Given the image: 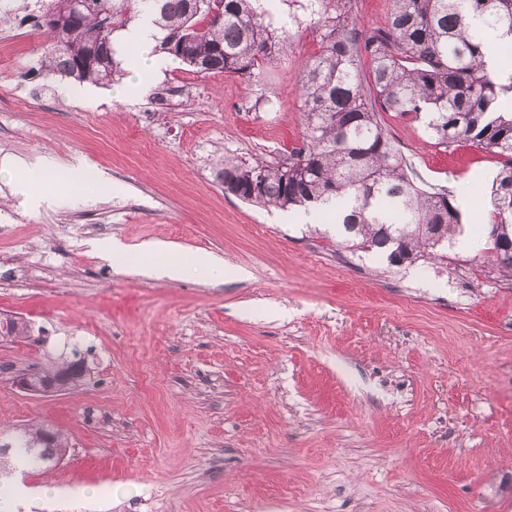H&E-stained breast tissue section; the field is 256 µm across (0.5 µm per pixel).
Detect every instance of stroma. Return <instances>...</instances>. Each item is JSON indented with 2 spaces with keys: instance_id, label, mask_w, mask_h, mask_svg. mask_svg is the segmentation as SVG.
Listing matches in <instances>:
<instances>
[{
  "instance_id": "1",
  "label": "stroma",
  "mask_w": 512,
  "mask_h": 512,
  "mask_svg": "<svg viewBox=\"0 0 512 512\" xmlns=\"http://www.w3.org/2000/svg\"><path fill=\"white\" fill-rule=\"evenodd\" d=\"M38 11L14 0L0 25V161L98 177L35 205L0 180V316L32 326L0 341V428L41 422L71 440L25 478L58 488L44 512H512V278L473 219L497 156L380 113L415 180L460 200L479 243L393 265L216 180L220 160L301 143L298 79L320 48L303 12L277 0L292 38L254 76L174 61L148 92L77 101L35 70L46 37L24 17ZM97 239L137 264L99 256ZM204 252L223 282L150 273ZM77 349L79 386H16Z\"/></svg>"
}]
</instances>
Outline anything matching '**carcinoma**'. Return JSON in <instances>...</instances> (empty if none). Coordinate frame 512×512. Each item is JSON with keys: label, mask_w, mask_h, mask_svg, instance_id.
<instances>
[{"label": "carcinoma", "mask_w": 512, "mask_h": 512, "mask_svg": "<svg viewBox=\"0 0 512 512\" xmlns=\"http://www.w3.org/2000/svg\"><path fill=\"white\" fill-rule=\"evenodd\" d=\"M65 0H41L35 25L47 33L39 60L47 78L108 86L123 76L113 34L146 16L159 30V50L197 74L251 75L279 60L285 35L273 27L266 0H224L221 17L206 0H95L91 11L65 21ZM320 31V53L299 78L306 132L278 160L220 162L224 190L252 205L332 211L346 247L376 251L390 263L444 258L462 215L445 189L427 190L382 126L379 111L423 118L427 133L450 148L472 143L495 154L500 169L490 203L488 242L512 276V71L487 69L483 44L512 43V0H391L384 27L362 36L351 0H306ZM485 20L477 32L474 17ZM369 60L371 89L359 64ZM13 318L5 333L29 336ZM81 360L56 362L30 374L60 391L80 382ZM68 438L43 424L0 432V498L22 474L46 472L66 456Z\"/></svg>", "instance_id": "obj_1"}]
</instances>
